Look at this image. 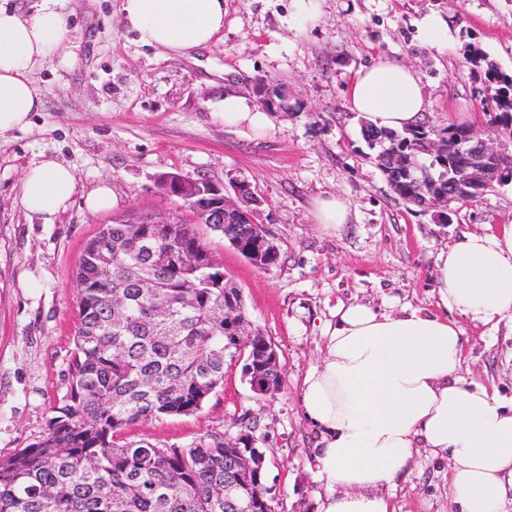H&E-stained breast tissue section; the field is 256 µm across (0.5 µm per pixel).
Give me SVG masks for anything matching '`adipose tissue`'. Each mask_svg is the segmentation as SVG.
Here are the masks:
<instances>
[{"mask_svg":"<svg viewBox=\"0 0 512 512\" xmlns=\"http://www.w3.org/2000/svg\"><path fill=\"white\" fill-rule=\"evenodd\" d=\"M120 11L141 44L178 57L211 45L224 27V0H121ZM67 34L54 0H42L28 18L0 6V134L27 127L41 108L30 74ZM348 104L374 127L405 130L424 110V89L414 68L381 59L358 71ZM220 114L248 137L273 128L269 114L241 94H225ZM75 190L73 170L44 156L24 175L21 204L32 215L52 214L67 208ZM435 281L441 316L337 308L322 359L302 383L327 487L318 512H392L383 490L420 441L447 457L459 512H512V402L458 377L462 330L448 317L454 311L494 328L512 316V224L462 233L438 254Z\"/></svg>","mask_w":512,"mask_h":512,"instance_id":"adipose-tissue-1","label":"adipose tissue"}]
</instances>
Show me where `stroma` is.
Wrapping results in <instances>:
<instances>
[{
	"mask_svg": "<svg viewBox=\"0 0 512 512\" xmlns=\"http://www.w3.org/2000/svg\"><path fill=\"white\" fill-rule=\"evenodd\" d=\"M121 0H57L68 37L33 71L42 106L29 125L0 135V458L44 435L67 393L78 317L72 286L79 258L103 225L136 212L195 225L224 274L240 289L251 329L270 340L283 367L280 391L259 397L242 361L226 363L224 384L189 415L140 421L120 442L183 447L210 433L266 451L276 512H318L326 492L313 457L318 436L306 421L301 387L320 362L323 332L339 304L380 312L438 310L435 262L463 232L512 224V183L454 203L449 218L397 196L351 112L356 73L385 56L414 68L426 93V128L471 126L497 138L471 63L485 56L512 75V0H224V31L209 47L168 57L124 26ZM440 15L451 37L429 46L420 22ZM276 85L288 109L274 129L250 139L215 111L226 93L256 98ZM73 169L64 211L31 216L20 203L23 176L40 155ZM179 174L228 186L249 182L263 198L259 221L279 247L260 269L221 233L196 221L163 179ZM113 205L88 212L101 183ZM350 207V222L325 233L316 198ZM459 375L512 399V321L497 329L458 317ZM448 460L416 448L387 494L394 512H454Z\"/></svg>",
	"mask_w": 512,
	"mask_h": 512,
	"instance_id": "stroma-1",
	"label": "stroma"
}]
</instances>
